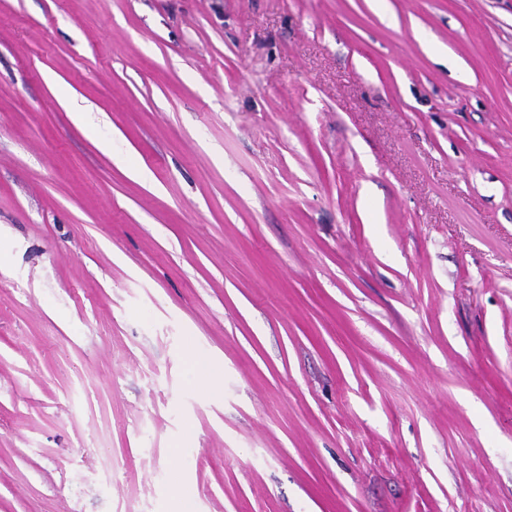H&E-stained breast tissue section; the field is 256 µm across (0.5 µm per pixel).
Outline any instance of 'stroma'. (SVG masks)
<instances>
[{"mask_svg":"<svg viewBox=\"0 0 512 512\" xmlns=\"http://www.w3.org/2000/svg\"><path fill=\"white\" fill-rule=\"evenodd\" d=\"M0 512H512V0H0Z\"/></svg>","mask_w":512,"mask_h":512,"instance_id":"35a3bbf8","label":"stroma"}]
</instances>
